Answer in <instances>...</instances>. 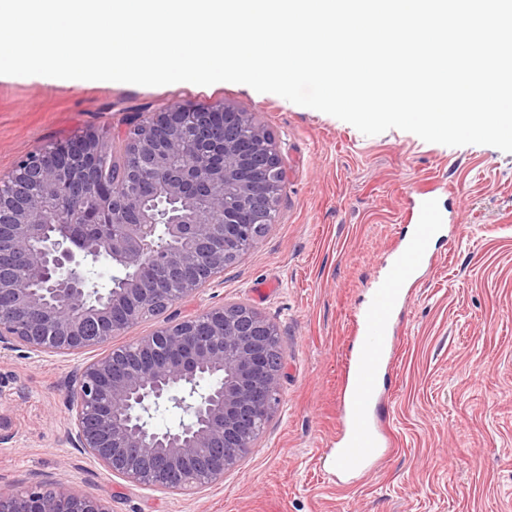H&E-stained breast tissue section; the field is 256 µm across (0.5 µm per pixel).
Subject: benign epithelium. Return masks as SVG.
Wrapping results in <instances>:
<instances>
[{"mask_svg":"<svg viewBox=\"0 0 512 512\" xmlns=\"http://www.w3.org/2000/svg\"><path fill=\"white\" fill-rule=\"evenodd\" d=\"M219 112L224 122L212 121ZM129 170L101 189V136L77 139L78 158L45 167L28 154L0 182V350L30 357L109 346L85 363L68 400L73 448L108 472L149 488L202 489L255 447L280 403L276 326L254 309L216 305L148 336L114 346L166 292L181 301L208 286L261 236L286 170L272 136L229 106H172L131 125ZM183 210L144 204L142 186ZM75 191L121 212L90 222L80 208L44 231V216ZM123 275L101 291L86 261ZM164 403L187 419L158 429ZM0 512H112L62 484L0 492Z\"/></svg>","mask_w":512,"mask_h":512,"instance_id":"benign-epithelium-1","label":"benign epithelium"}]
</instances>
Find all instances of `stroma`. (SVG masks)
<instances>
[{
	"mask_svg": "<svg viewBox=\"0 0 512 512\" xmlns=\"http://www.w3.org/2000/svg\"><path fill=\"white\" fill-rule=\"evenodd\" d=\"M229 105L276 140L286 179L276 220L222 276L116 344L216 304H245L285 350L280 404L240 465L196 493L143 488L71 448L72 376L95 351L27 358L0 353V489L58 482L112 512H512V153L451 147L353 125L272 93L218 85L81 86L43 76L0 80V177L24 155L129 113ZM446 185L460 232L433 241L435 265L404 302L384 418L394 449L359 481L337 474V398L348 328L369 297L401 223L407 191Z\"/></svg>",
	"mask_w": 512,
	"mask_h": 512,
	"instance_id": "35a3bbf8",
	"label": "stroma"
}]
</instances>
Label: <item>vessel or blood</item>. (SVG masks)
<instances>
[{"instance_id": "1", "label": "vessel or blood", "mask_w": 512, "mask_h": 512, "mask_svg": "<svg viewBox=\"0 0 512 512\" xmlns=\"http://www.w3.org/2000/svg\"><path fill=\"white\" fill-rule=\"evenodd\" d=\"M410 237L401 239L368 303L354 315L358 329L357 353L348 366L338 406L340 445L334 452L337 470L360 473L379 463L389 452L390 434L374 416L380 398L376 376L390 363L399 330L395 313L409 284L430 266L429 244L447 223H461L459 215L439 206L434 187L419 185L409 196Z\"/></svg>"}]
</instances>
